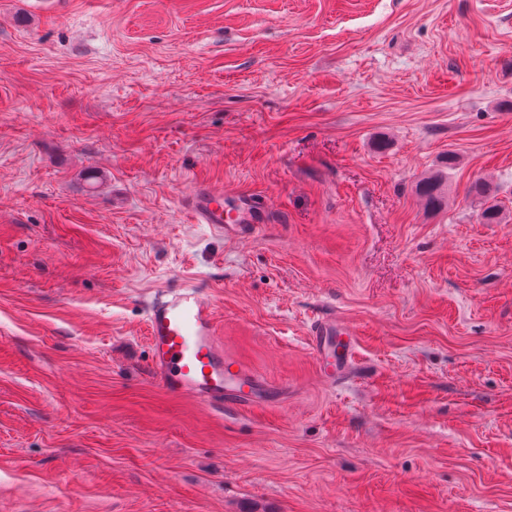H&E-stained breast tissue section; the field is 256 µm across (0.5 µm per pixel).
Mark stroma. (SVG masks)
<instances>
[{"label": "stroma", "mask_w": 512, "mask_h": 512, "mask_svg": "<svg viewBox=\"0 0 512 512\" xmlns=\"http://www.w3.org/2000/svg\"><path fill=\"white\" fill-rule=\"evenodd\" d=\"M189 279L281 402L150 377ZM0 512H512V0H0ZM417 193L425 200L428 208L440 209L447 205L448 196L442 176L434 174L416 186ZM468 196L476 200L481 207V218L486 224L500 223V209L491 202V186L484 179H477L471 183ZM198 224L225 238L245 239L260 227L258 209L247 200L240 201L237 213L224 209V190L214 186H201L184 201Z\"/></svg>", "instance_id": "1"}]
</instances>
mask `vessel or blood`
I'll list each match as a JSON object with an SVG mask.
<instances>
[{"instance_id": "1", "label": "vessel or blood", "mask_w": 512, "mask_h": 512, "mask_svg": "<svg viewBox=\"0 0 512 512\" xmlns=\"http://www.w3.org/2000/svg\"><path fill=\"white\" fill-rule=\"evenodd\" d=\"M184 204L197 223L227 238L251 237L259 227L257 208L243 200L237 212L226 211L219 187H199ZM145 310L149 373L169 395L228 411L279 399L280 387L225 351L210 289L192 281L159 288Z\"/></svg>"}]
</instances>
